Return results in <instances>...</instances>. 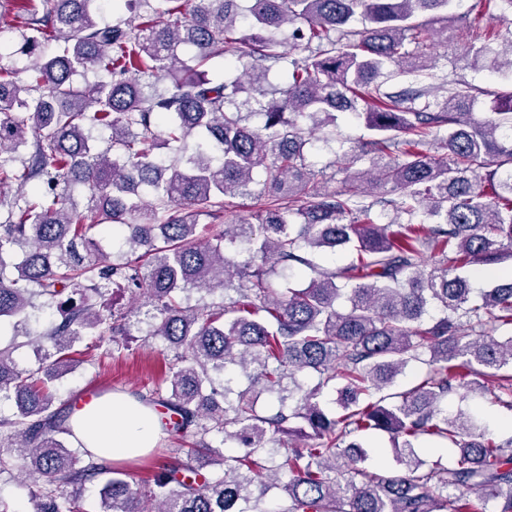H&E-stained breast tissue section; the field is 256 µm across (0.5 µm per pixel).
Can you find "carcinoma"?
I'll return each instance as SVG.
<instances>
[{"mask_svg":"<svg viewBox=\"0 0 512 512\" xmlns=\"http://www.w3.org/2000/svg\"><path fill=\"white\" fill-rule=\"evenodd\" d=\"M239 2L124 0L129 17L103 24L97 0H0L21 52L39 59L28 82L0 63V329L41 353L21 370L0 345V401L15 407L0 417V474L32 480L37 512H82L78 490L99 479V512H478L477 500L512 512V437L445 408L459 393L512 410V276L477 293L461 275L512 260V0H496L505 51L462 27L465 66L508 90L456 79L436 98L424 33L447 31L457 0ZM222 55L245 60L229 83L203 70ZM274 65L287 83L271 90ZM389 69L397 91L380 80ZM89 70L93 83L75 82ZM480 95L493 98L485 119ZM340 114L370 134L343 152L345 186L329 191L304 148ZM93 128L111 130L105 145ZM174 143L180 154L162 161ZM257 169L254 221L201 241L199 217L252 195ZM73 183L88 186L82 210ZM378 206L393 212L385 224ZM112 224L125 235L107 257L93 230ZM338 247L349 264L313 261ZM111 284L138 296L136 325L163 341L169 393L140 401L163 407L182 439L146 491L67 445L73 410L54 392L78 365L74 343L108 335L118 351L130 335L128 314L106 303ZM193 290L220 301L192 304ZM53 308L59 318L32 334ZM417 364L409 388L388 392ZM230 366L252 385L215 386ZM330 385L335 414L320 403ZM264 393L274 409L258 408ZM376 432L395 448L390 474L364 466ZM421 441L455 448L454 466L426 465Z\"/></svg>","mask_w":512,"mask_h":512,"instance_id":"carcinoma-1","label":"carcinoma"}]
</instances>
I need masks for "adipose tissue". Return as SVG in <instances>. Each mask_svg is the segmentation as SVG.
Returning a JSON list of instances; mask_svg holds the SVG:
<instances>
[{
  "instance_id": "1",
  "label": "adipose tissue",
  "mask_w": 512,
  "mask_h": 512,
  "mask_svg": "<svg viewBox=\"0 0 512 512\" xmlns=\"http://www.w3.org/2000/svg\"><path fill=\"white\" fill-rule=\"evenodd\" d=\"M75 440L112 460L137 456L152 448L161 432L158 414L127 395L93 399L71 417Z\"/></svg>"
}]
</instances>
